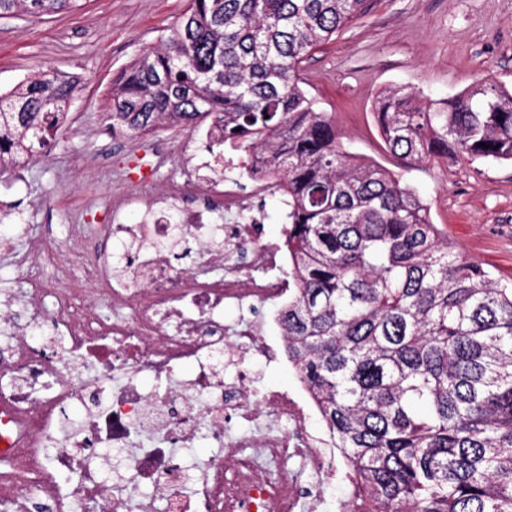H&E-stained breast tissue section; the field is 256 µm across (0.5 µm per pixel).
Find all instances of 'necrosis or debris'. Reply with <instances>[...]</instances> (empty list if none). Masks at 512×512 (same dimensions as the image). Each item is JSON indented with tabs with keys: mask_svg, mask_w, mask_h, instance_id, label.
<instances>
[{
	"mask_svg": "<svg viewBox=\"0 0 512 512\" xmlns=\"http://www.w3.org/2000/svg\"><path fill=\"white\" fill-rule=\"evenodd\" d=\"M173 205L186 266L167 244ZM224 208L218 224L209 208L154 192L142 223L72 224L67 249L35 236L9 255L27 319L17 327L0 302V435L14 441L0 454V512H31L40 498L52 512H324L327 487L352 480L327 434L311 431L305 386L253 387L282 347L275 324L250 314L287 302V246L257 242L245 202ZM240 244L248 263L233 255ZM205 441L216 456L181 463Z\"/></svg>",
	"mask_w": 512,
	"mask_h": 512,
	"instance_id": "1",
	"label": "necrosis or debris"
}]
</instances>
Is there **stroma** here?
<instances>
[{
	"mask_svg": "<svg viewBox=\"0 0 512 512\" xmlns=\"http://www.w3.org/2000/svg\"><path fill=\"white\" fill-rule=\"evenodd\" d=\"M186 0H85L43 19L0 18V93L41 70L77 76L80 89L51 151L0 176V237L26 245L19 224L63 238L69 224H108L113 210L140 223V201L182 183L190 131L164 127L137 139L113 134L104 103L113 77L160 37ZM491 76L512 90V0H376L372 11L319 48L302 68V87L331 114L352 152L415 186L434 224L465 257L512 281V164L439 161L405 167L379 136L374 103L385 89L413 87L422 100L456 95ZM230 186L260 212L258 238H284L279 192Z\"/></svg>",
	"mask_w": 512,
	"mask_h": 512,
	"instance_id": "obj_1",
	"label": "stroma"
}]
</instances>
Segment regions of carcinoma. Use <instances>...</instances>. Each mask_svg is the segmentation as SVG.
<instances>
[{
	"label": "carcinoma",
	"instance_id": "carcinoma-1",
	"mask_svg": "<svg viewBox=\"0 0 512 512\" xmlns=\"http://www.w3.org/2000/svg\"><path fill=\"white\" fill-rule=\"evenodd\" d=\"M81 0H0V17ZM371 0H189L113 80L112 131L207 125L288 197V361L367 512H512V283L458 253L417 190L341 141L303 64ZM79 82L50 69L0 93V173L49 147ZM386 151L512 163V92L485 76L424 103L385 91Z\"/></svg>",
	"mask_w": 512,
	"mask_h": 512
}]
</instances>
